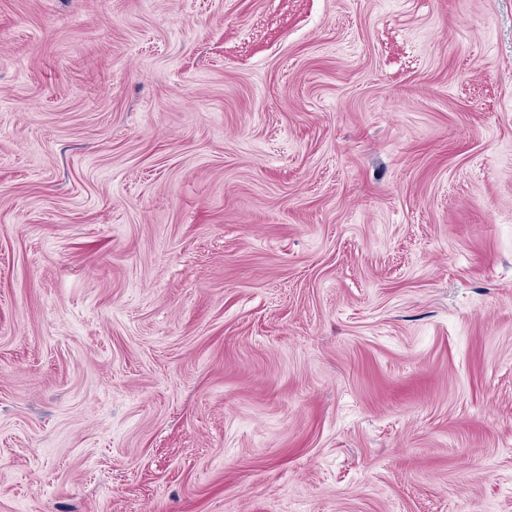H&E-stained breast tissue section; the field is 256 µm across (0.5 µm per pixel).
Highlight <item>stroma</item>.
Masks as SVG:
<instances>
[{
  "label": "stroma",
  "mask_w": 512,
  "mask_h": 512,
  "mask_svg": "<svg viewBox=\"0 0 512 512\" xmlns=\"http://www.w3.org/2000/svg\"><path fill=\"white\" fill-rule=\"evenodd\" d=\"M0 512H512V0H0Z\"/></svg>",
  "instance_id": "obj_1"
}]
</instances>
